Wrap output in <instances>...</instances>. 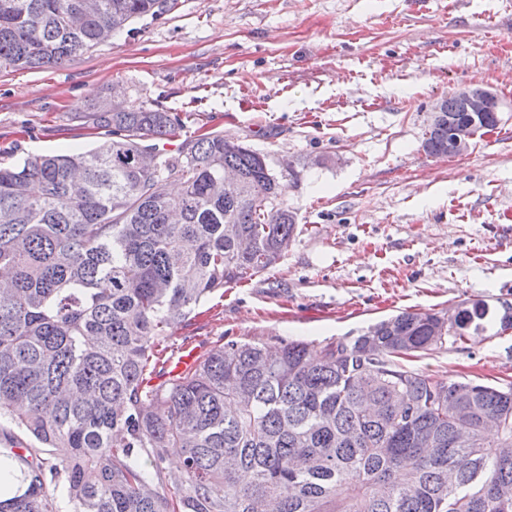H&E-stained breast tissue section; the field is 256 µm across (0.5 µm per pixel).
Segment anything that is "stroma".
<instances>
[{
	"label": "stroma",
	"instance_id": "obj_1",
	"mask_svg": "<svg viewBox=\"0 0 512 512\" xmlns=\"http://www.w3.org/2000/svg\"><path fill=\"white\" fill-rule=\"evenodd\" d=\"M468 85L505 104L463 155L422 147L432 104ZM178 114L266 157L296 231L264 275L210 295L168 356L218 338L314 348L408 310L512 304V0H169L93 51L0 72V162L94 147L88 106ZM406 366L512 385V327Z\"/></svg>",
	"mask_w": 512,
	"mask_h": 512
}]
</instances>
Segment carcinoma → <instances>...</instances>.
<instances>
[{"label": "carcinoma", "instance_id": "carcinoma-1", "mask_svg": "<svg viewBox=\"0 0 512 512\" xmlns=\"http://www.w3.org/2000/svg\"><path fill=\"white\" fill-rule=\"evenodd\" d=\"M166 4L0 0V70L61 65ZM473 119L501 116L442 98L423 149L454 156L450 130ZM86 123L105 131L90 150L0 165V417L51 449L0 448V512H60L56 481L71 512H512V386L398 362L486 331L479 300L451 333L401 311L318 354L219 342L152 384L168 330L277 264L295 217L241 141L205 131L164 153L177 115L106 101Z\"/></svg>", "mask_w": 512, "mask_h": 512}]
</instances>
